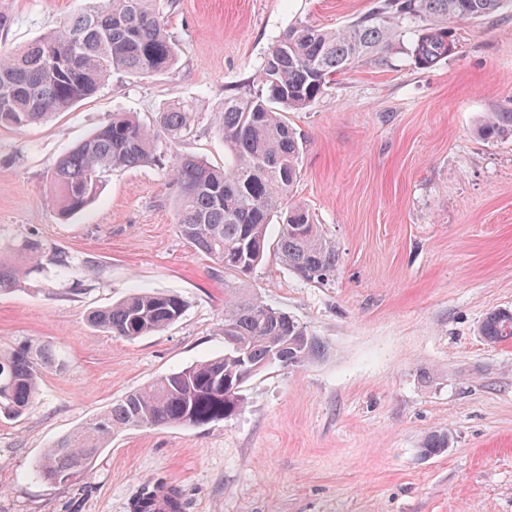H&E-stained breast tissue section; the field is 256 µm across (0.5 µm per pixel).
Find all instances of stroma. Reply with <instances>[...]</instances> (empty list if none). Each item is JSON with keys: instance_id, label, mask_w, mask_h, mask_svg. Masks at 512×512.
Listing matches in <instances>:
<instances>
[{"instance_id": "stroma-1", "label": "stroma", "mask_w": 512, "mask_h": 512, "mask_svg": "<svg viewBox=\"0 0 512 512\" xmlns=\"http://www.w3.org/2000/svg\"><path fill=\"white\" fill-rule=\"evenodd\" d=\"M373 0H160L180 48L149 77L117 73L70 111L0 126V263L38 268L0 290V349H47L21 417L0 416V512H130L161 480L183 512H512V342L479 333L512 308V136L485 139L489 112H512V12L453 22L458 49L430 69L403 50L336 76L288 115L308 140L289 200L335 242L333 281L297 278L268 249L240 284L328 346L304 367H271L243 387L230 419L131 429L73 484L38 477L46 448L157 377L222 352L224 275L176 224L175 155L224 164L216 113L247 90L297 23L335 29ZM82 0H0V52L61 26ZM187 103L192 131L160 141L165 164L107 173L94 201L60 220L57 160L113 113L156 124ZM175 293L184 316L128 340L91 311L137 292ZM447 430L441 455L420 452Z\"/></svg>"}]
</instances>
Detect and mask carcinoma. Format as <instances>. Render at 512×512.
<instances>
[{"label":"carcinoma","mask_w":512,"mask_h":512,"mask_svg":"<svg viewBox=\"0 0 512 512\" xmlns=\"http://www.w3.org/2000/svg\"><path fill=\"white\" fill-rule=\"evenodd\" d=\"M512 0H373L372 8L339 29L307 24L289 28L267 54L252 83L256 88L224 97L216 129L224 139V168L192 157L170 166L179 185L177 228L195 250L224 269V354L197 361L129 392L89 423L60 438L38 460L39 476L59 484L77 481L118 431L185 427L221 421L242 408V388L254 366L300 368L324 355L326 345L307 327L262 301L237 292L264 258L268 227L279 217L276 248L298 277L330 281L339 266L335 244L302 205L284 206L300 173L305 137L284 113L309 107L337 75L365 60L381 62L403 35L406 55L422 69L448 58L457 45L448 21L480 19ZM63 54L70 67L57 69ZM178 48L165 30L157 0H89L58 29L16 53L0 54V125L23 127L66 112L93 97L116 72L149 75L175 64ZM192 130L184 103L161 113L159 127L125 114L76 146L55 165L59 215L67 219L96 197L101 175L157 161L159 137L177 143ZM488 138L512 132V112H492L482 125ZM22 268L0 265V289L24 278ZM187 301L178 294L136 292L97 310L92 323L134 340L177 323ZM480 334L512 341V310L489 312ZM44 354L30 346L0 350V414L18 418L37 392ZM449 447L448 433L434 431L421 452L435 456ZM171 510L182 512L181 491L161 481L143 485L132 512H156L161 489Z\"/></svg>","instance_id":"carcinoma-1"}]
</instances>
